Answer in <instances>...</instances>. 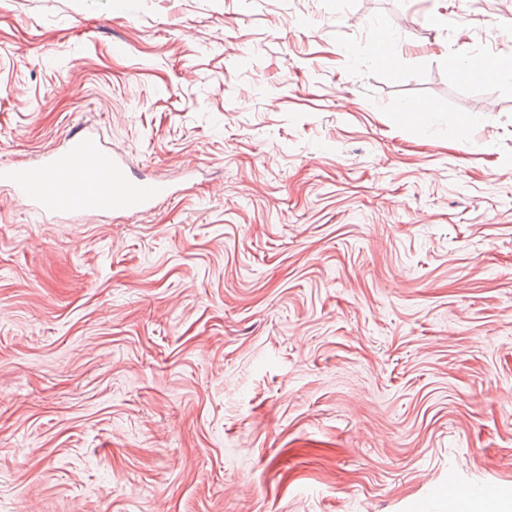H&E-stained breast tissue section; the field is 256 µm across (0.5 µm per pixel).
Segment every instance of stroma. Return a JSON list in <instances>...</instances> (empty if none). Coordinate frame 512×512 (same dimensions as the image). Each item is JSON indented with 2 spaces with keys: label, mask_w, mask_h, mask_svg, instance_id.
Here are the masks:
<instances>
[{
  "label": "stroma",
  "mask_w": 512,
  "mask_h": 512,
  "mask_svg": "<svg viewBox=\"0 0 512 512\" xmlns=\"http://www.w3.org/2000/svg\"><path fill=\"white\" fill-rule=\"evenodd\" d=\"M511 25L512 0H0V162L88 124L183 185L55 221L0 184V512L511 502L512 83L462 69L512 60ZM411 102L427 130L393 123Z\"/></svg>",
  "instance_id": "1"
}]
</instances>
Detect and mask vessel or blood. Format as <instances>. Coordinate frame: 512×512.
I'll return each mask as SVG.
<instances>
[{"instance_id":"vessel-or-blood-1","label":"vessel or blood","mask_w":512,"mask_h":512,"mask_svg":"<svg viewBox=\"0 0 512 512\" xmlns=\"http://www.w3.org/2000/svg\"><path fill=\"white\" fill-rule=\"evenodd\" d=\"M0 183L30 209L54 217L138 215L175 194L167 182L133 175L124 157L98 144L95 131L86 126L71 132L62 148L46 152L38 165L1 163Z\"/></svg>"}]
</instances>
